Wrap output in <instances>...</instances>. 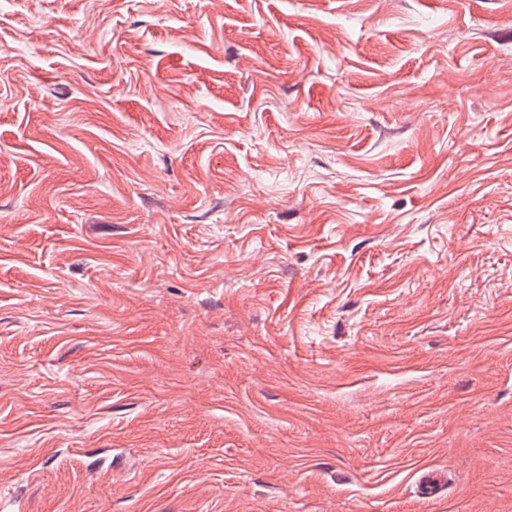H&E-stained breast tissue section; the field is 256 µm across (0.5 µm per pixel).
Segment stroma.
Masks as SVG:
<instances>
[{
    "label": "stroma",
    "mask_w": 512,
    "mask_h": 512,
    "mask_svg": "<svg viewBox=\"0 0 512 512\" xmlns=\"http://www.w3.org/2000/svg\"><path fill=\"white\" fill-rule=\"evenodd\" d=\"M20 494L512 512V0H0Z\"/></svg>",
    "instance_id": "stroma-1"
}]
</instances>
